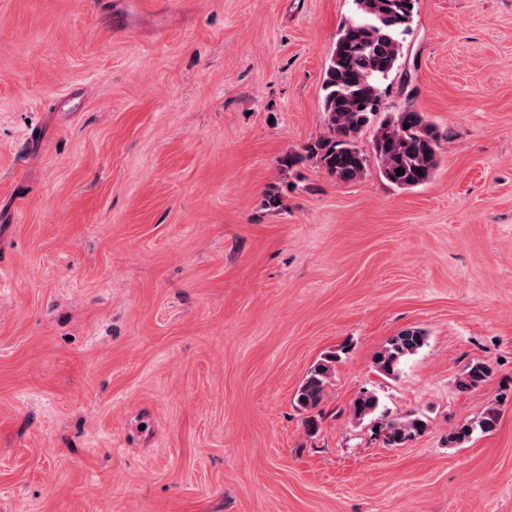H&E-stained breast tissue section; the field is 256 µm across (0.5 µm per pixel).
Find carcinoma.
I'll return each instance as SVG.
<instances>
[{"label":"carcinoma","mask_w":512,"mask_h":512,"mask_svg":"<svg viewBox=\"0 0 512 512\" xmlns=\"http://www.w3.org/2000/svg\"><path fill=\"white\" fill-rule=\"evenodd\" d=\"M416 0H354L355 16L340 31L328 59L323 77V112L327 134L307 146L308 156L316 159L333 178L342 182L360 179L367 168V155L359 147L362 130L370 125L379 110L381 85L397 72L402 55L399 34L412 21ZM441 133L424 113L410 102L385 118L373 138L372 151L380 174L399 189L428 183L439 165ZM401 168L404 174L396 175ZM423 174H418V171ZM263 207L280 212L288 208L280 187L273 186L265 195ZM426 343L424 330L410 327L399 331L376 352L374 364L388 377L399 375L402 365ZM338 355L328 354L313 364L295 395L297 406L305 411L317 408L331 382ZM492 368L484 361L468 363L457 380L459 390H470L487 381ZM379 398L368 391L359 393L350 413L357 420L374 416ZM500 413L489 405L481 415L463 423L448 435V445L458 447L480 432L497 428ZM427 429L420 416L388 422L385 439L400 446Z\"/></svg>","instance_id":"obj_1"}]
</instances>
